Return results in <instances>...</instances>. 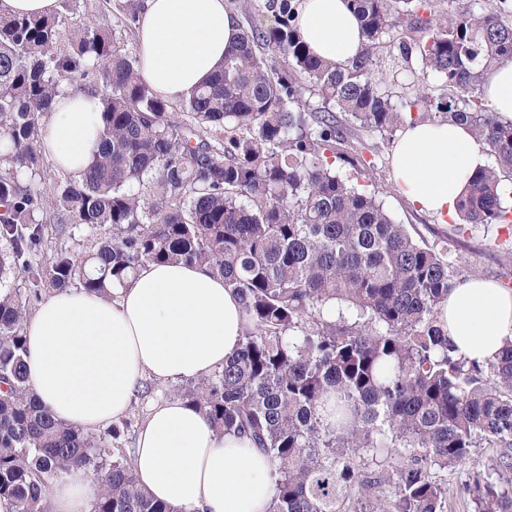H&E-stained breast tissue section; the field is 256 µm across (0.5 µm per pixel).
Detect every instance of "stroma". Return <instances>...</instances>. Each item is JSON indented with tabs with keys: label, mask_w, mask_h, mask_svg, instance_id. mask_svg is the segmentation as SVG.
Listing matches in <instances>:
<instances>
[{
	"label": "stroma",
	"mask_w": 512,
	"mask_h": 512,
	"mask_svg": "<svg viewBox=\"0 0 512 512\" xmlns=\"http://www.w3.org/2000/svg\"><path fill=\"white\" fill-rule=\"evenodd\" d=\"M353 140L363 142L367 168L352 172L339 166L341 175L349 176L353 184L374 191L395 223L404 225L417 241L434 243L455 240L456 257L466 277L479 276L501 283L512 282V242H506L504 230L496 224H470L458 232L454 219L439 221L406 202L400 195L391 175L390 154L393 142L377 133L351 130ZM183 386L179 383L152 384L149 392L135 397L124 419L129 428L122 436L123 447L135 445L137 432L153 403L177 397Z\"/></svg>",
	"instance_id": "obj_1"
}]
</instances>
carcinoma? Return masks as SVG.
Listing matches in <instances>:
<instances>
[{
	"mask_svg": "<svg viewBox=\"0 0 512 512\" xmlns=\"http://www.w3.org/2000/svg\"><path fill=\"white\" fill-rule=\"evenodd\" d=\"M351 5L364 42L350 63L300 40L292 0H266L274 25L241 28L222 70L178 102L140 77L129 0L122 25L79 19L92 0L0 9V498L13 512H50V480L74 467L98 487L92 512H184L138 486L118 428L89 435L36 402L23 335L45 290L107 296L148 264L182 261L224 278L245 329L224 369L180 397L270 456L269 512H447L448 469L476 448L499 453L462 486L473 512H512V343L482 365L459 354L439 320L453 250L416 242L334 165H364L355 127L465 124L493 163L458 214L511 225L512 122L485 108L482 83L512 61V23L478 0L440 22L431 0ZM386 47L410 87L377 77ZM66 89L98 98L103 122L78 176L55 173L39 142ZM82 229L93 244L78 257ZM58 0H2L0 6L13 14H51Z\"/></svg>",
	"mask_w": 512,
	"mask_h": 512,
	"instance_id": "obj_1",
	"label": "carcinoma"
}]
</instances>
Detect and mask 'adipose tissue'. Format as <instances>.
I'll return each mask as SVG.
<instances>
[{
  "instance_id": "obj_1",
  "label": "adipose tissue",
  "mask_w": 512,
  "mask_h": 512,
  "mask_svg": "<svg viewBox=\"0 0 512 512\" xmlns=\"http://www.w3.org/2000/svg\"><path fill=\"white\" fill-rule=\"evenodd\" d=\"M239 33L225 0H145L136 30L142 79L176 102L224 65ZM297 33L317 56L351 61L363 38L348 0H298ZM488 107L512 121V63L485 79ZM102 121L85 93L58 97L41 124L45 158L77 175L97 151ZM486 147L463 124L410 122L396 140L392 178L401 195L444 217ZM441 320L459 351L477 363L512 343V289L492 280L457 282ZM243 320L222 277L184 263L142 267L111 297L81 288L53 292L24 326L29 383L55 418L84 431L109 427L128 411L143 378L195 380L221 369L236 351ZM132 466L140 487L183 512H268L272 466L245 438L220 436L180 399L156 403L140 428ZM96 486L80 469L50 485L51 512H91Z\"/></svg>"
}]
</instances>
